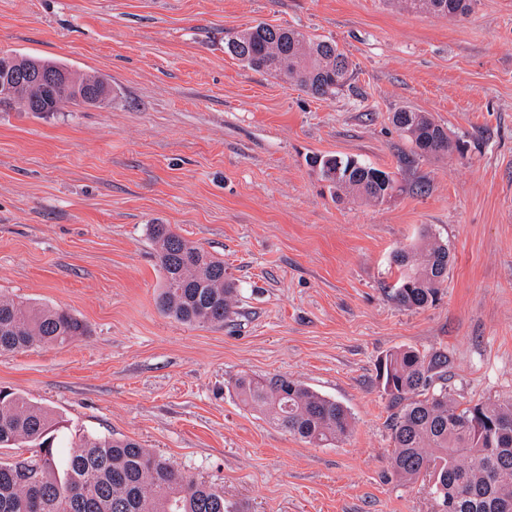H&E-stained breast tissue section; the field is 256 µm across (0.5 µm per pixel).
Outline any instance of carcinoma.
I'll return each mask as SVG.
<instances>
[{"instance_id": "obj_1", "label": "carcinoma", "mask_w": 512, "mask_h": 512, "mask_svg": "<svg viewBox=\"0 0 512 512\" xmlns=\"http://www.w3.org/2000/svg\"><path fill=\"white\" fill-rule=\"evenodd\" d=\"M404 10L459 20L474 0H388ZM227 52L245 67L296 85L316 98L342 90L351 77L348 57L332 40L265 23L229 33ZM79 93L61 97L34 85L12 104L26 112H59L85 102L87 89H104L99 76L79 78ZM411 145L410 162L430 153L461 151L425 112L405 107L391 115ZM311 166L334 194L381 203L395 190L391 173L351 157L313 156ZM162 273L157 305L187 324L224 325L235 314L236 284L224 259L187 240L168 224L150 225ZM401 275L390 297L406 309L433 304L448 277V245L431 233L397 255ZM87 324L67 311L0 294V354L64 344ZM448 355L411 347L388 353L379 377L392 406L394 473L428 481L438 512H512V398L460 407L448 398ZM234 387L242 402L314 446L346 436L347 410L287 376L247 374ZM61 420L48 408L0 389V449L27 448L30 456L0 461V512H238L224 492L176 470L170 461L129 438L82 434L63 450Z\"/></svg>"}]
</instances>
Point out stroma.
Instances as JSON below:
<instances>
[{"label":"stroma","instance_id":"stroma-1","mask_svg":"<svg viewBox=\"0 0 512 512\" xmlns=\"http://www.w3.org/2000/svg\"><path fill=\"white\" fill-rule=\"evenodd\" d=\"M259 22L335 41L348 85L316 99L244 67L224 37ZM1 53L98 75L112 96L0 110V293L88 325L0 354V389L53 409L66 434L139 441L240 512H437L391 468L376 364L443 352L449 398L512 397V0L456 21L386 0H0ZM403 107L464 154L404 165ZM313 155L394 172L398 188L376 206L336 197ZM156 222L223 258L230 322L158 309ZM426 231L448 246V278L407 310L387 292L394 256ZM241 373L335 399L349 434L305 443L241 402Z\"/></svg>","mask_w":512,"mask_h":512}]
</instances>
